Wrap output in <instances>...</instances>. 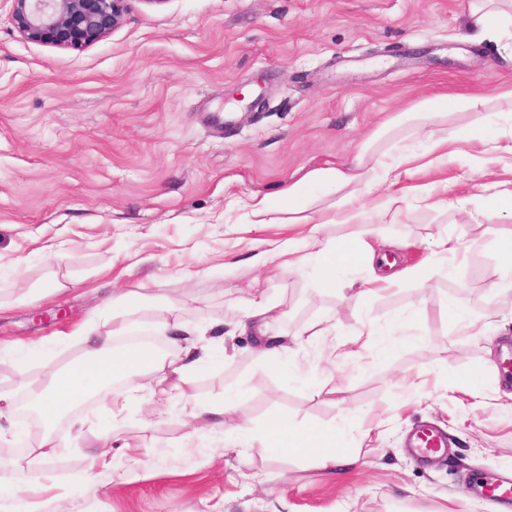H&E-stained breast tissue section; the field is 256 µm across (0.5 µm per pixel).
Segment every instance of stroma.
I'll return each mask as SVG.
<instances>
[{
  "instance_id": "obj_1",
  "label": "stroma",
  "mask_w": 512,
  "mask_h": 512,
  "mask_svg": "<svg viewBox=\"0 0 512 512\" xmlns=\"http://www.w3.org/2000/svg\"><path fill=\"white\" fill-rule=\"evenodd\" d=\"M472 2L126 0L117 28L72 49L26 40L12 0H0V390L21 380L46 389L49 370L82 351L61 334L92 316L111 330L99 304L140 284L159 301L130 313L134 325L178 308L209 326L218 356L187 399L155 388L118 416L99 399L77 405L82 430L65 426L66 445L47 470L29 469L21 490L19 422L1 418L0 512H502L480 487L512 472V411L493 405L512 393L500 370L512 357V290L489 286L512 219L454 205L479 192L481 143L463 144L437 175L451 207L409 198L383 224L365 199L364 224L323 232L371 229L402 242L398 259L410 264L436 237L459 241L455 274H432L427 288L334 291L318 286L316 266L254 264L257 241L293 237L303 248L306 227L247 221L253 196L314 168L349 167L380 123L422 101H452L449 126L480 121L496 137L499 115L512 113V28L480 36ZM244 88L260 106L226 111ZM472 97L481 106L459 108ZM54 280L62 291L49 289ZM260 295L280 304L270 334L326 318L337 332L260 367L252 334L234 331ZM399 317L406 343L384 335L331 362L353 330ZM227 394L223 428L188 438L192 408ZM278 420L345 428L364 465L336 476L246 448L239 426L263 435ZM424 422L448 435L429 464L405 445ZM378 425L382 436L359 444V430ZM103 451L111 466H92ZM87 473L95 491L75 484Z\"/></svg>"
}]
</instances>
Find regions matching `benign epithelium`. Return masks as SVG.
Listing matches in <instances>:
<instances>
[{"label":"benign epithelium","instance_id":"benign-epithelium-1","mask_svg":"<svg viewBox=\"0 0 512 512\" xmlns=\"http://www.w3.org/2000/svg\"><path fill=\"white\" fill-rule=\"evenodd\" d=\"M13 20L28 40L60 48L90 45L122 21L125 0H12Z\"/></svg>","mask_w":512,"mask_h":512}]
</instances>
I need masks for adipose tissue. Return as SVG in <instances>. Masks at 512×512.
Here are the masks:
<instances>
[{"mask_svg":"<svg viewBox=\"0 0 512 512\" xmlns=\"http://www.w3.org/2000/svg\"><path fill=\"white\" fill-rule=\"evenodd\" d=\"M408 122L414 123L420 130L442 127V137L433 140L427 152V165L434 170L447 165L461 136L477 139L483 131L482 126L478 125L470 128L467 134H460L449 128L447 113L435 111L425 103L391 118L389 124L396 127ZM417 159V153L402 147L397 149L393 161H382L373 167L372 180L378 193L372 200V207L377 213L383 216L395 213L399 203L409 195L434 207H447V184L433 182L401 188L402 179L412 175ZM353 181V175L344 170L315 168L297 182L289 184L280 195L253 197L248 205L251 223L270 224L276 214H287L289 223L307 225L310 246L309 252L304 253L294 242L288 241L276 248L257 252L256 261H278L285 271L291 273L302 269L307 263H315L321 272L320 285L324 288L342 287L340 273L360 262L370 270L367 286L390 288L405 281L425 284L426 274L422 268L399 267L387 255L377 253L373 244L365 238H357L353 243L323 238L324 225L333 222L361 223L362 212L354 206L355 194L350 190ZM316 189L335 194V214L313 209L312 192ZM276 314L273 305L255 300L243 323L244 328L253 329L257 336V357L263 363L286 349L285 344L268 334V322ZM130 328V322L124 321L113 325L111 334L107 336L99 335L94 327L82 332L80 341L85 348L82 357L54 373L48 391L40 394L37 400V413L46 426H54L69 416L79 401L107 395L112 382L118 379L125 383L122 397L129 403L141 400L146 389L142 378L146 375L170 381L172 392L180 397L185 396L189 376L208 368L214 360L206 339V328L187 322L178 309H171L168 317L155 326L157 334L169 337L168 351L144 345L114 350L113 338L127 335ZM272 431L278 447L299 456L314 458L327 472L337 474L362 462L360 452L343 449L344 432L341 428L321 430L309 424L291 427L280 421L273 424Z\"/></svg>","mask_w":512,"mask_h":512,"instance_id":"ef3b65f1","label":"adipose tissue"}]
</instances>
